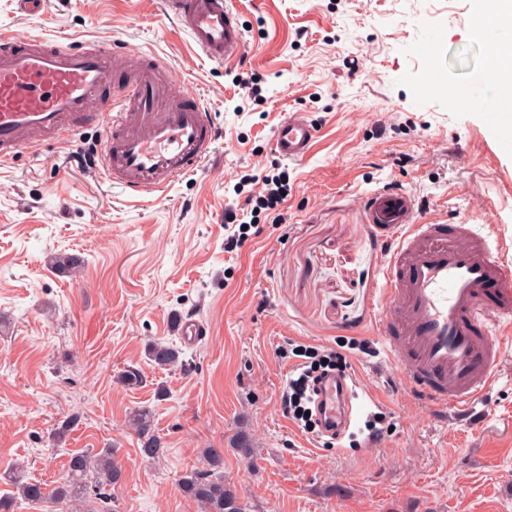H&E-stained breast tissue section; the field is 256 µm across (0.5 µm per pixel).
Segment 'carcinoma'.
Here are the masks:
<instances>
[{
  "label": "carcinoma",
  "mask_w": 512,
  "mask_h": 512,
  "mask_svg": "<svg viewBox=\"0 0 512 512\" xmlns=\"http://www.w3.org/2000/svg\"><path fill=\"white\" fill-rule=\"evenodd\" d=\"M151 360L161 368L183 365L182 349L171 342H155L148 351ZM134 425L141 444L142 456L155 459L163 455L165 442L151 430L149 420L139 416ZM206 468L194 470L182 478L184 491L200 502L204 512H243L237 498L224 490L219 471L224 466V449L206 448L203 451ZM122 468L112 460V449L97 454L73 453L68 461V476L53 486L40 481H26L17 474L12 480L14 491L0 497V512H11L15 500L37 503L46 500H69L79 503L90 495L95 500L91 509L77 512H112V490L122 481Z\"/></svg>",
  "instance_id": "carcinoma-1"
}]
</instances>
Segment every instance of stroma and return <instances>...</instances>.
<instances>
[{"label":"stroma","instance_id":"stroma-1","mask_svg":"<svg viewBox=\"0 0 512 512\" xmlns=\"http://www.w3.org/2000/svg\"><path fill=\"white\" fill-rule=\"evenodd\" d=\"M475 6L236 0L248 52L215 62L162 0H47L37 16L0 0V31L82 34L163 63L217 127L199 170L143 199L77 168L74 153L100 141L94 126L0 163V496L14 469L51 484L70 453L108 448L123 469L112 512H202L181 480L220 448L245 512H512V348L478 397L479 427L413 396L375 332L385 247L363 220L367 193L403 189L427 221L490 224L512 241L503 123L467 97L498 91ZM240 71L257 94L233 84ZM291 112L318 129L294 162L272 149ZM282 169L286 198L267 205L262 179ZM177 315L206 334L183 345L184 366L161 368L147 349L173 338ZM299 344L347 348L348 372L388 415L380 441L320 439L284 413L285 352ZM130 367L140 385L121 382ZM141 412L166 443L159 460L140 454ZM71 414L77 426L56 434Z\"/></svg>","mask_w":512,"mask_h":512}]
</instances>
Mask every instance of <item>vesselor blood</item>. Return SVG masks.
Instances as JSON below:
<instances>
[{
    "mask_svg": "<svg viewBox=\"0 0 512 512\" xmlns=\"http://www.w3.org/2000/svg\"><path fill=\"white\" fill-rule=\"evenodd\" d=\"M209 59L238 60L244 30L229 0H164ZM120 91L107 95L109 82ZM106 140L97 167L130 197H144L198 170L217 129L199 100H187L160 65L143 66L130 50L94 41L0 34V162L61 140L87 125ZM315 125L300 112L276 127L281 159L309 152ZM364 219L388 247L377 325L388 357L413 395L440 411H471L495 379L512 341V275L499 240L466 221L432 224L402 190L372 192ZM356 384L348 374L319 383L315 405L323 436L349 431Z\"/></svg>",
    "mask_w": 512,
    "mask_h": 512,
    "instance_id": "b4317fda",
    "label": "vessel or blood"
}]
</instances>
